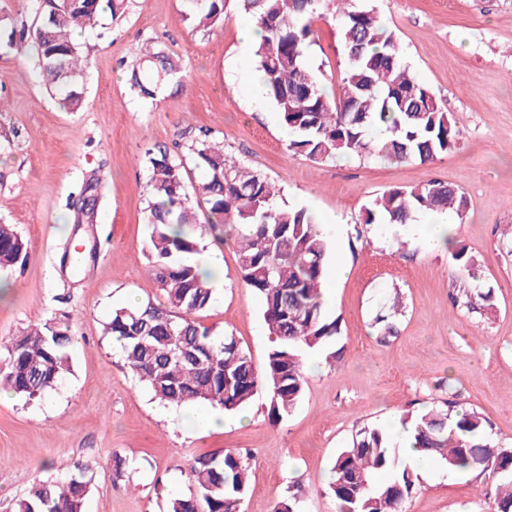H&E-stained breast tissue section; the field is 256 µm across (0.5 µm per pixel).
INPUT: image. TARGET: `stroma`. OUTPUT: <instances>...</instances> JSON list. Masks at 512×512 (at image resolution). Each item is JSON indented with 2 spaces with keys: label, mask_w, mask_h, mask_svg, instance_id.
I'll list each match as a JSON object with an SVG mask.
<instances>
[{
  "label": "stroma",
  "mask_w": 512,
  "mask_h": 512,
  "mask_svg": "<svg viewBox=\"0 0 512 512\" xmlns=\"http://www.w3.org/2000/svg\"><path fill=\"white\" fill-rule=\"evenodd\" d=\"M395 33L413 72L464 132L454 153L431 164H391L354 157L318 163L293 154L275 108L254 112L246 84L257 78L243 54L227 6L220 23L185 20L187 0H127L117 19L101 18L76 36L91 46L83 105L61 110L38 76L35 53L0 51V224L28 242L24 265L0 273V341L35 323L68 321L76 341L71 372L46 400H0V512L34 483L62 480L74 462L93 475L84 512H167L187 495L195 457L241 452L250 465L242 512H271L297 497L301 512H336L328 477L337 452L361 429L380 427L399 441L400 418L456 405L479 413L492 444L512 450V0H367ZM309 62L334 93L340 72L339 30L315 20ZM165 48L180 65L178 83L145 100L126 77L146 46ZM278 183L282 203L340 217L328 267L347 276L332 292L345 352L307 374L296 408L280 422L266 393L218 429L186 432L185 409L164 406L128 368L103 326L128 298L162 304L148 273L145 243L150 194L145 153L190 161L202 135ZM91 179L101 196L91 222L71 202ZM440 180L462 191L468 209L448 245L389 236L363 223L365 206L392 187ZM204 257L223 261L215 301L199 315L213 335L231 334L263 367L272 346L259 298L244 285L233 242L206 236ZM463 246L483 266L493 305L470 309L453 254ZM400 295L403 311L388 304ZM388 317L387 335L375 323ZM126 457L122 479L113 454ZM490 471L432 466L405 512H489Z\"/></svg>",
  "instance_id": "stroma-1"
}]
</instances>
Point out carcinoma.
<instances>
[{
    "label": "carcinoma",
    "mask_w": 512,
    "mask_h": 512,
    "mask_svg": "<svg viewBox=\"0 0 512 512\" xmlns=\"http://www.w3.org/2000/svg\"><path fill=\"white\" fill-rule=\"evenodd\" d=\"M31 25L8 27L0 48L21 54L36 49L40 78L58 95L64 110L82 103L84 68L72 41L75 27L96 24L100 14L125 12V0H34ZM264 31L255 44L256 68L267 99L292 133L289 151L315 162L367 157L390 162L431 163L453 152L462 132L437 102L430 88L410 70L395 34L382 27L374 11L357 0H237ZM189 18L209 27L224 19L227 0H189ZM335 5L344 67L334 95L326 93L311 68L307 49L312 21ZM158 52L147 47L128 67V79L142 97L154 99L180 73L172 60L155 63ZM201 180L186 191L183 162L169 154L145 157L153 202L149 205V271L165 298L112 311L104 334L112 337L130 370L161 402L181 407L210 404L226 412L245 408L261 390L269 413L280 420L302 397L306 384L302 352L336 347L339 321L321 301L329 241L313 213L275 202L280 190L268 179L227 158L224 146L208 140L192 149ZM464 193L444 182L394 187L365 207V224H408L425 211H451L463 218ZM208 214L200 223L199 212ZM235 228L237 262L244 284L262 301L272 346L263 370L235 336H214L198 314L215 300V288L202 279L196 256L206 230ZM28 243L0 224V270L23 265ZM455 259L466 281L480 278V264L464 248ZM472 308L491 306V290L466 295ZM182 341V358L168 356L172 337ZM74 336L66 322L29 328L4 346L0 383L28 401L41 399L70 372ZM402 423L415 429L416 445L449 470L466 472L492 462L497 475L496 512H512V455L488 438L485 420L475 411L435 407ZM249 463L228 450L220 457L199 456L188 464L189 494L171 499L169 512H240L248 487ZM64 482L43 481L15 501L13 512H83L92 478L74 463ZM419 484L409 466L399 462L391 437L381 428H365L352 446L336 456L330 490L336 512H404L403 504Z\"/></svg>",
    "instance_id": "1"
}]
</instances>
